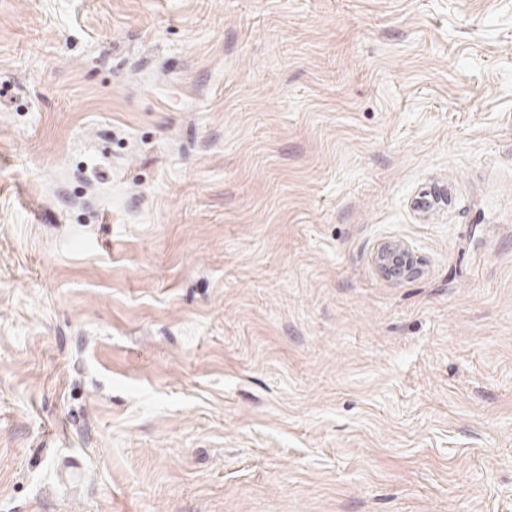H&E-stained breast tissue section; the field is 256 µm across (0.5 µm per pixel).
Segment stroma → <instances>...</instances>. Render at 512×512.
I'll return each mask as SVG.
<instances>
[{
	"label": "stroma",
	"instance_id": "35a3bbf8",
	"mask_svg": "<svg viewBox=\"0 0 512 512\" xmlns=\"http://www.w3.org/2000/svg\"><path fill=\"white\" fill-rule=\"evenodd\" d=\"M0 512H512V0H0ZM373 261L383 275L395 280L412 278L419 272L417 257L400 241L386 240L378 244Z\"/></svg>",
	"mask_w": 512,
	"mask_h": 512
}]
</instances>
